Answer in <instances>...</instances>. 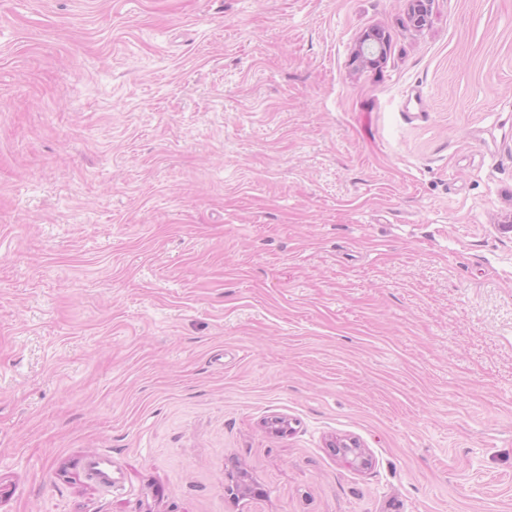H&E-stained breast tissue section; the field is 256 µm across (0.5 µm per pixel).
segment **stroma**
Wrapping results in <instances>:
<instances>
[{
  "label": "stroma",
  "mask_w": 512,
  "mask_h": 512,
  "mask_svg": "<svg viewBox=\"0 0 512 512\" xmlns=\"http://www.w3.org/2000/svg\"><path fill=\"white\" fill-rule=\"evenodd\" d=\"M407 10L0 0V512H512V0ZM435 0H408V20L414 28L428 25ZM389 37L382 30L370 29L357 40L352 52L353 63L366 68L379 67L387 57Z\"/></svg>",
  "instance_id": "stroma-1"
}]
</instances>
